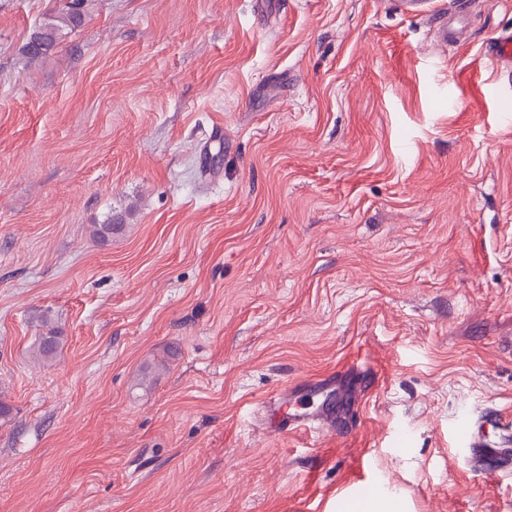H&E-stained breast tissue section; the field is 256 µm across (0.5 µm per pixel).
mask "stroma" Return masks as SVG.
Wrapping results in <instances>:
<instances>
[{
  "mask_svg": "<svg viewBox=\"0 0 512 512\" xmlns=\"http://www.w3.org/2000/svg\"><path fill=\"white\" fill-rule=\"evenodd\" d=\"M471 2L440 57L396 0H87L28 65L57 0H0V512H339L363 478L512 512L456 437L512 420V0ZM326 376L338 430L275 429ZM82 1L59 0L58 11L33 29L22 50L29 63L47 60L54 54L61 34L82 25L85 16ZM487 52L501 73L509 76L512 70V33L504 32L492 39ZM61 338L58 332L50 329L46 334L38 336L34 346L35 358L38 362L51 361L60 346Z\"/></svg>",
  "mask_w": 512,
  "mask_h": 512,
  "instance_id": "stroma-1",
  "label": "stroma"
}]
</instances>
